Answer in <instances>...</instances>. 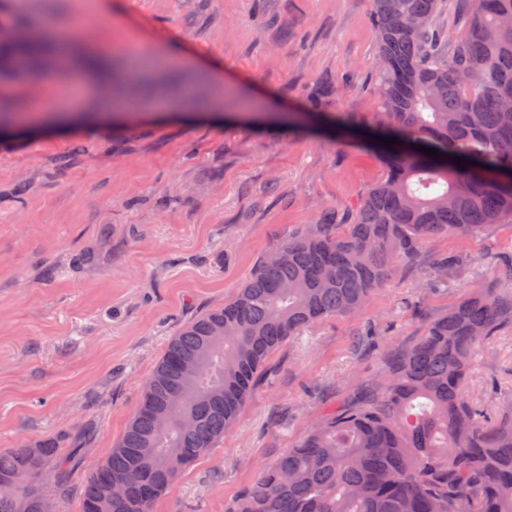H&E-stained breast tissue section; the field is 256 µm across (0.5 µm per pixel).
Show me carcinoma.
<instances>
[{"instance_id":"carcinoma-1","label":"carcinoma","mask_w":512,"mask_h":512,"mask_svg":"<svg viewBox=\"0 0 512 512\" xmlns=\"http://www.w3.org/2000/svg\"><path fill=\"white\" fill-rule=\"evenodd\" d=\"M453 2L458 31L439 26L444 0H372L377 135L398 140L374 144L384 177L349 222L321 211L233 299L170 338L137 412L83 482L78 512H153L224 438L288 337L358 312L420 243L512 216V0ZM31 31L0 41V81L49 62L67 68L66 47ZM452 156L474 164L461 168ZM509 322L512 296L471 285L392 356L379 382L262 465L225 512H512V407L488 419L466 395L476 354ZM72 467L54 444L0 451V512H45L42 484L58 512Z\"/></svg>"}]
</instances>
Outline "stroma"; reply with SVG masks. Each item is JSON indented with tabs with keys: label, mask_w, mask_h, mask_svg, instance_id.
<instances>
[{
	"label": "stroma",
	"mask_w": 512,
	"mask_h": 512,
	"mask_svg": "<svg viewBox=\"0 0 512 512\" xmlns=\"http://www.w3.org/2000/svg\"><path fill=\"white\" fill-rule=\"evenodd\" d=\"M118 28L89 0H0V21H55L100 52L134 55L132 34L179 53L160 83L205 99L253 101L252 113L182 120L152 91L112 126H32L0 141V449L79 443L60 512L136 413L169 339L223 306L259 263L314 224L354 213L384 170L361 140L378 110L371 0H111ZM195 59L183 65L180 55ZM320 98L336 135L285 129L277 112ZM463 262L447 284L433 267ZM512 259V217L425 242L395 263L350 316L288 337L216 448L182 472L153 512H224L258 467L321 414L377 380L390 352L422 335L474 282L501 295L493 270ZM467 395L487 414L512 402V326L477 355Z\"/></svg>",
	"instance_id": "35a3bbf8"
}]
</instances>
